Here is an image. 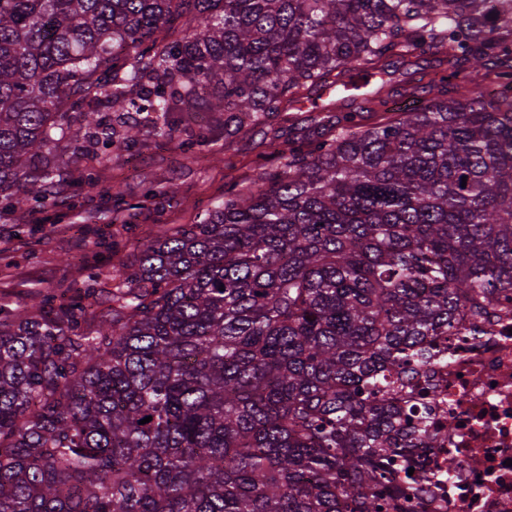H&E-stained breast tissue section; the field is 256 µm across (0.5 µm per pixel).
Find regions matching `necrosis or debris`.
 Returning <instances> with one entry per match:
<instances>
[{"label": "necrosis or debris", "instance_id": "necrosis-or-debris-1", "mask_svg": "<svg viewBox=\"0 0 512 512\" xmlns=\"http://www.w3.org/2000/svg\"><path fill=\"white\" fill-rule=\"evenodd\" d=\"M439 347L447 360L425 374L437 387L431 417L440 435L421 455L448 476L415 512H512V330L503 326L481 339L445 336ZM452 457L460 465L451 471Z\"/></svg>", "mask_w": 512, "mask_h": 512}]
</instances>
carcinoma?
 Wrapping results in <instances>:
<instances>
[{
	"label": "carcinoma",
	"instance_id": "1",
	"mask_svg": "<svg viewBox=\"0 0 512 512\" xmlns=\"http://www.w3.org/2000/svg\"><path fill=\"white\" fill-rule=\"evenodd\" d=\"M502 2L0 0L12 212L46 201L66 152L91 196L140 115L171 140L173 113L222 112L227 137L415 50L435 65L412 89L437 91L393 113L385 81L294 121L277 166L138 244L105 310L94 287L0 307V512L423 503L441 475L410 454L434 439L410 374L436 337L512 320Z\"/></svg>",
	"mask_w": 512,
	"mask_h": 512
}]
</instances>
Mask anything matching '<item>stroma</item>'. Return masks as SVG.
<instances>
[{"label": "stroma", "mask_w": 512, "mask_h": 512, "mask_svg": "<svg viewBox=\"0 0 512 512\" xmlns=\"http://www.w3.org/2000/svg\"><path fill=\"white\" fill-rule=\"evenodd\" d=\"M179 128H207L208 145L184 152L177 141L143 133L135 149L97 169L98 191L77 205L47 204L7 223L20 247L0 251V307L12 309L33 294L68 296L108 281L138 242L159 227L198 222L226 191L237 188L258 164L275 167L270 137L262 129L224 140L220 112L175 113ZM126 189L127 224L113 223L112 185ZM174 197H166L168 187Z\"/></svg>", "instance_id": "1"}]
</instances>
